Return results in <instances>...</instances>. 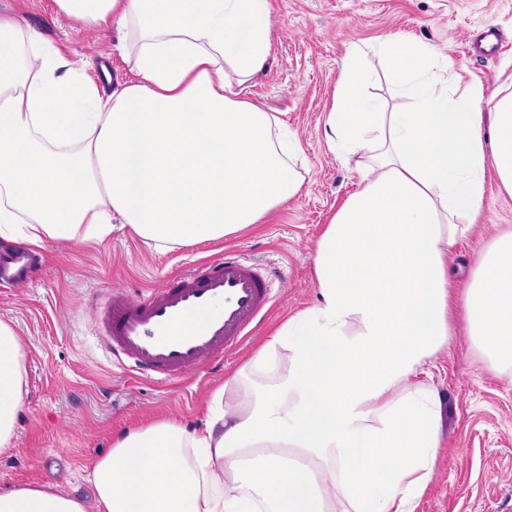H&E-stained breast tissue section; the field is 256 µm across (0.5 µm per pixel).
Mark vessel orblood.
<instances>
[{
	"instance_id": "1",
	"label": "vessel or blood",
	"mask_w": 512,
	"mask_h": 512,
	"mask_svg": "<svg viewBox=\"0 0 512 512\" xmlns=\"http://www.w3.org/2000/svg\"><path fill=\"white\" fill-rule=\"evenodd\" d=\"M275 302L266 269L229 250L148 294L112 292L99 308V332L125 372L176 384L239 349Z\"/></svg>"
}]
</instances>
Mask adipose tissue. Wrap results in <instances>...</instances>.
<instances>
[{"mask_svg":"<svg viewBox=\"0 0 512 512\" xmlns=\"http://www.w3.org/2000/svg\"><path fill=\"white\" fill-rule=\"evenodd\" d=\"M86 26L133 31L137 78L101 94L58 55L13 49L37 33L0 16V240H103L113 223L165 248L219 240L299 194L297 137L240 96L265 69L269 0H56ZM383 68L404 98L369 95ZM325 127L362 176L314 247L318 301L274 331L238 373L285 351L286 375L202 426L119 432L91 465L97 512H411L432 479L441 403L410 384L452 317L480 359L512 375V230L482 250L461 291L448 256L480 213L487 174L512 193V92L389 32L349 49ZM26 387L22 345L0 321V452ZM0 512H87L52 487L0 490Z\"/></svg>","mask_w":512,"mask_h":512,"instance_id":"ef3b65f1","label":"adipose tissue"}]
</instances>
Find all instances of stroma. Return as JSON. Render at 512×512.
Listing matches in <instances>:
<instances>
[{"label":"stroma","mask_w":512,"mask_h":512,"mask_svg":"<svg viewBox=\"0 0 512 512\" xmlns=\"http://www.w3.org/2000/svg\"><path fill=\"white\" fill-rule=\"evenodd\" d=\"M0 14L21 19L71 72L93 71L102 93L137 78L132 56L117 48V30L87 29L55 0H0ZM269 23L267 67L242 95L295 132L302 190L266 223L221 240L164 249L118 227L96 243L46 245L31 284L0 282V320L19 337L27 372L14 446L0 453V489L54 486L92 501L91 464L109 451L115 433L147 418L198 426L220 387L225 408L245 400L244 385L234 380L238 369L289 316L316 304L314 245L365 172L364 157L331 150L324 128L351 45L401 32L449 55L487 91H512V0H271ZM509 227L512 195L488 178L482 214L451 252L456 279L466 280L478 251ZM228 248L274 276L277 306L254 337L220 371L198 369L176 385L126 374L101 345L92 303L115 289L136 296L160 288ZM412 381L433 389L443 411L434 474L413 512H512V376L482 365L457 331Z\"/></svg>","instance_id":"obj_1"}]
</instances>
